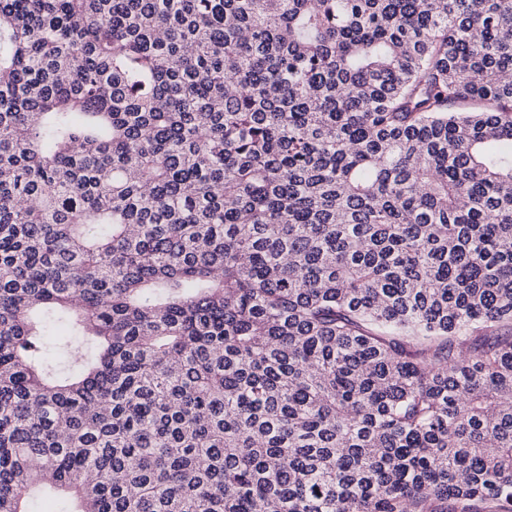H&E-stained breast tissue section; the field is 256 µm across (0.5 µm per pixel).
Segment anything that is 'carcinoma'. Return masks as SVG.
I'll use <instances>...</instances> for the list:
<instances>
[{"label": "carcinoma", "instance_id": "carcinoma-1", "mask_svg": "<svg viewBox=\"0 0 512 512\" xmlns=\"http://www.w3.org/2000/svg\"><path fill=\"white\" fill-rule=\"evenodd\" d=\"M511 72L512 0H0V512H512Z\"/></svg>", "mask_w": 512, "mask_h": 512}]
</instances>
